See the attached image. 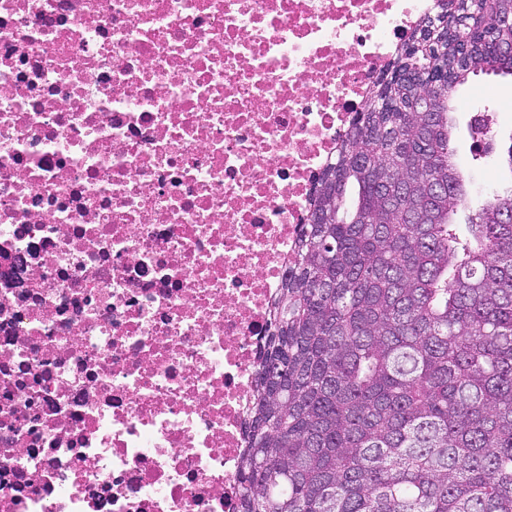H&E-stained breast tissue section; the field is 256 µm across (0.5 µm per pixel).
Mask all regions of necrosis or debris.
Segmentation results:
<instances>
[{"instance_id":"4bbe7bcc","label":"necrosis or debris","mask_w":512,"mask_h":512,"mask_svg":"<svg viewBox=\"0 0 512 512\" xmlns=\"http://www.w3.org/2000/svg\"><path fill=\"white\" fill-rule=\"evenodd\" d=\"M436 0H0V512H239L310 198Z\"/></svg>"}]
</instances>
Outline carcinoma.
Returning a JSON list of instances; mask_svg holds the SVG:
<instances>
[{
  "label": "carcinoma",
  "mask_w": 512,
  "mask_h": 512,
  "mask_svg": "<svg viewBox=\"0 0 512 512\" xmlns=\"http://www.w3.org/2000/svg\"><path fill=\"white\" fill-rule=\"evenodd\" d=\"M512 0H437L314 190L260 347L239 512H512V191L469 207L453 93Z\"/></svg>",
  "instance_id": "1"
}]
</instances>
